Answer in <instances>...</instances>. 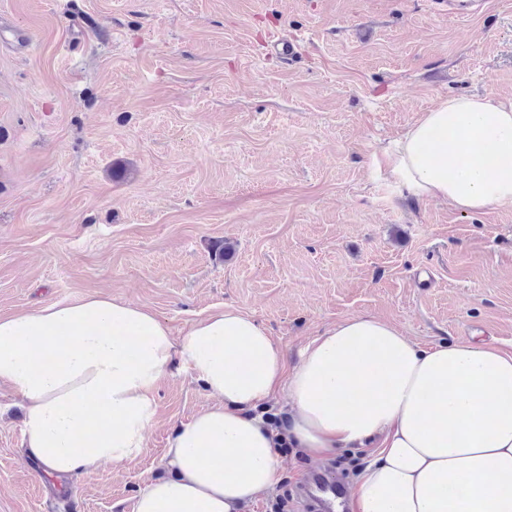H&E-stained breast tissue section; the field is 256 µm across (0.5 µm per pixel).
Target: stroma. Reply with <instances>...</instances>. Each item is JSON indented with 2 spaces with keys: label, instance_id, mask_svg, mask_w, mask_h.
<instances>
[{
  "label": "stroma",
  "instance_id": "35a3bbf8",
  "mask_svg": "<svg viewBox=\"0 0 512 512\" xmlns=\"http://www.w3.org/2000/svg\"><path fill=\"white\" fill-rule=\"evenodd\" d=\"M0 23L30 37L0 42V316L107 295L176 333L240 309L292 362L361 314L512 350V209L404 195L376 164L439 100L512 96V0L464 19L435 0H0ZM157 401L142 455L74 477L71 508L0 385V512H134L211 399L175 370ZM366 460L289 449L244 512H305L304 474L348 485Z\"/></svg>",
  "mask_w": 512,
  "mask_h": 512
}]
</instances>
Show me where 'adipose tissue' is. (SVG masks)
<instances>
[{"label":"adipose tissue","mask_w":512,"mask_h":512,"mask_svg":"<svg viewBox=\"0 0 512 512\" xmlns=\"http://www.w3.org/2000/svg\"><path fill=\"white\" fill-rule=\"evenodd\" d=\"M394 188L465 212L512 207V97L451 96L382 147ZM213 402L175 427L172 480L135 512H241L278 481L281 444L324 459L378 440L352 512H512V351L462 341L423 348L371 315L327 327L289 364L267 328L232 307L180 335L106 296L0 316V385L26 410L24 453L52 477L137 459L173 368ZM286 390L292 425L258 415Z\"/></svg>","instance_id":"obj_1"}]
</instances>
